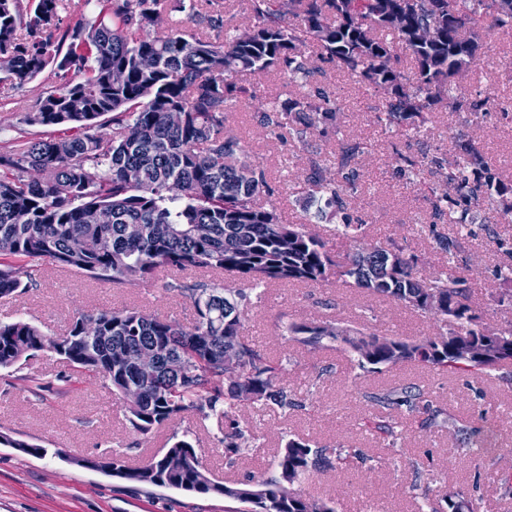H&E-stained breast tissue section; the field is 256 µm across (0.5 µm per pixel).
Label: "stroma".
<instances>
[{"mask_svg": "<svg viewBox=\"0 0 512 512\" xmlns=\"http://www.w3.org/2000/svg\"><path fill=\"white\" fill-rule=\"evenodd\" d=\"M511 64L512 41L486 39L464 92L512 96V84L502 78ZM318 67L311 82L336 104V126L327 134L312 133L302 145L260 127L257 105L278 104L302 92L300 84L276 71L245 76L253 96L227 114L225 132L239 138L248 158L266 171L268 201L291 223L320 233L332 253L345 255L350 246L338 233L340 220L318 219L308 207L314 192L308 181L311 163L355 141H377V150L358 159L362 185L349 210L364 222L366 241L389 242L417 255L418 268L426 275L453 265L467 278L483 319L500 329L512 327V282L498 275L507 257L487 237L492 230L512 242V222L496 209L479 208L471 224L461 228L454 255L445 254L438 238L447 234L448 225L433 218L429 204L437 179L423 173L408 182L392 160L397 153L413 159L438 156L464 139L485 153L504 179L511 180L512 111L490 110L466 118L439 113L414 132L377 122L383 91L358 84L334 63L322 61ZM55 85L48 70L22 84L0 82V145L16 136L23 115L34 111ZM19 275L29 289L18 297L0 298V321H30L51 335L62 334L74 316L102 309L135 308L184 325L194 318L191 301L165 290L160 278L124 286L34 263L21 266ZM292 321L366 328L407 339L446 329L441 319L334 279L314 285L277 282L268 286L261 300L245 307L244 332L265 354L282 360L283 382L305 407L285 417L257 404L240 406L237 414L257 442L247 457L232 464L224 458L221 433L213 420L188 413L149 435L138 434L128 421L124 401L98 380L74 385L62 396L36 399L17 376L52 380L69 374V367L53 354L42 352L24 360L17 373L0 369V433L24 436L47 450L41 457L0 445V512H226L228 503L218 494L148 486L79 464L80 459L97 457L116 443L132 459L145 460L169 447L173 433L186 430L195 436L204 465L217 480L229 483L275 476L276 450L292 436L323 448L340 444L363 449L372 456V464L354 462L314 472L293 486L303 496L333 500L336 512H352L357 504L362 512H419L420 500L406 491L414 480L436 499L461 489L475 500L478 512H512V499L497 491L500 474L512 471V385L499 372L474 377L403 364L367 373L343 349L316 354L299 350L283 334ZM398 385H416L427 392L438 406L454 414L456 429L422 430L407 416L401 441L395 450H388L386 441L364 427L373 412L364 395ZM481 426L493 429L499 455L478 448L457 452L462 429Z\"/></svg>", "mask_w": 512, "mask_h": 512, "instance_id": "obj_1", "label": "stroma"}]
</instances>
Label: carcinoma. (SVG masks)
I'll use <instances>...</instances> for the list:
<instances>
[{
	"mask_svg": "<svg viewBox=\"0 0 512 512\" xmlns=\"http://www.w3.org/2000/svg\"><path fill=\"white\" fill-rule=\"evenodd\" d=\"M211 0H101L93 20L67 23L64 0H0V79L29 81L45 70L58 80L23 122L58 128L47 138H17L0 152V297L29 288L16 274L19 262L51 265L135 285L168 270H220L245 284L228 288L202 281L173 279L166 288L192 302L195 317L188 326L137 309H108L94 314L100 338L84 337L83 317L65 334L48 336L37 326L17 320L0 322V368L28 355L51 352L79 377L100 378L117 394L135 398L128 408L132 427L142 435L155 426L194 412L215 418L224 427V458L233 461L252 447L253 436L236 418L244 402L270 406L286 416L305 407L281 385L283 366L242 335L241 307L252 290L278 281L321 283L334 276L425 312V290L438 294L449 312L447 331L421 340L380 336L329 324L290 322L285 333L310 353L342 342L359 354L369 372L403 363L429 370L491 372L512 365V329L500 330L482 321L472 307L465 278L442 269L423 282L416 259L399 248L361 246L340 262L317 233L282 221L276 209L260 199L267 187L260 166L242 158L237 138L224 133L225 112L251 96L239 83L240 73L273 69L293 79L315 73L312 56L325 58L351 77L387 89L380 113L389 122L410 129L435 112L478 113L490 108L507 112L512 101L472 99L460 90L470 58L482 48L479 23L491 18L486 31H512V10L500 0H247L253 23L243 33L211 41L170 29L144 37L162 14H182L209 29L224 27L222 12L202 11ZM298 19L287 24V17ZM405 44L413 70L399 67L396 44ZM317 49L312 55L309 48ZM149 55L155 66L141 69ZM184 114L179 125L163 113ZM107 114L111 129L102 131ZM261 122L274 134L283 130L307 142L321 125L336 123V108L317 89L261 110ZM367 144L357 142L336 154V178L323 176L312 162L309 182L319 193L318 214H343L341 235L356 242L364 225L354 224L348 201L361 181L357 158ZM396 162L413 172L425 167L439 175L435 214L449 224L468 222L471 208L485 204L512 213V183L470 146L459 142L455 152L416 163L401 155ZM24 210L25 223L15 215ZM86 241L82 251L73 240ZM239 359L224 367V351ZM140 349L154 353L153 376L145 381L127 363ZM20 381L39 398L63 389L39 378ZM378 412L367 420L370 431L393 447L402 437L399 411L420 414L424 428L453 424L452 416L435 407L418 387L393 386L365 394ZM0 444L28 454L45 449L20 438L0 435ZM183 459L178 470L168 459ZM350 458L366 460L361 450L319 448L300 439L288 440L277 460V476L255 484L256 493L240 494V483L213 480L198 449L187 438L137 467L112 452L80 460L109 476L142 484L200 494L217 493L240 504L234 512H305V498L280 495L284 479L296 483L312 470H334ZM429 512H474L470 498L450 491L443 502H429Z\"/></svg>",
	"mask_w": 512,
	"mask_h": 512,
	"instance_id": "1",
	"label": "carcinoma"
}]
</instances>
